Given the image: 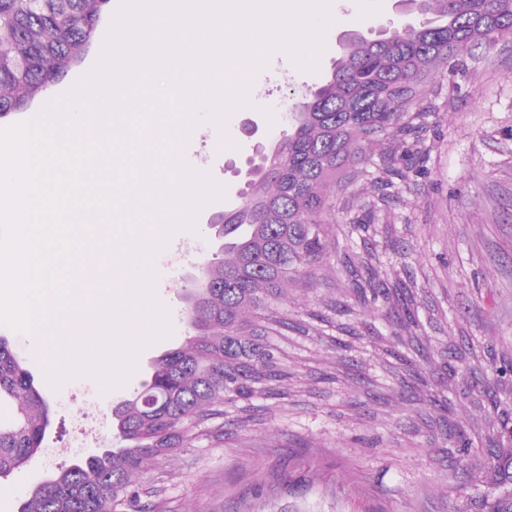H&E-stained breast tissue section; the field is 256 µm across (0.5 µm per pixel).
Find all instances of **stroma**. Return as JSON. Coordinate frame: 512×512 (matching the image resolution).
<instances>
[{
	"label": "stroma",
	"mask_w": 512,
	"mask_h": 512,
	"mask_svg": "<svg viewBox=\"0 0 512 512\" xmlns=\"http://www.w3.org/2000/svg\"><path fill=\"white\" fill-rule=\"evenodd\" d=\"M121 0H112L94 41L80 64L24 109L21 121L41 112L48 98L89 90L83 75L93 69L112 29ZM331 16L316 71L301 70L290 56L271 55L253 67L243 93L247 106L216 123L209 99L224 96L211 77H197L185 101L193 121L179 139L180 172H194L223 186L224 199L196 211L192 227L171 217L149 250L154 276L151 306L134 309L129 332L143 336L149 312L166 314L171 332L133 347L136 369L120 387L104 390L90 372V356L74 357L78 371L54 384L46 368L40 339L0 324L25 367L32 372L52 407L51 422L37 455L24 468L0 478V512H15L19 501L10 489H24L60 468L102 450L113 438V402L136 392L154 359L181 346L189 329L184 300L201 276L199 260L214 256L220 242L210 227L245 186L248 162L274 150L286 132L285 114L293 103L331 73L342 34L406 21L396 0H327ZM420 102L427 112L425 136L432 151L417 173L413 189L396 188L395 200L377 221L395 225L407 250L397 254L380 247V274L391 278L414 271L427 282L428 298L442 303L448 316L439 342L465 335L496 353L512 351V43L464 56L454 74L436 75ZM328 260L316 264V278L306 290L288 295L292 316L320 309L336 281ZM289 352L299 358L291 387L306 390L300 409L282 415L276 403L263 413V425L238 428L232 407L213 420L141 480L143 503L160 512H452L454 492L429 479L425 457L410 452L415 412L411 402L389 398L393 378L364 374L359 363L372 348L353 339L358 363L332 384L320 373L336 369V353L314 336L289 335ZM97 403L102 437L73 449L71 425L86 407Z\"/></svg>",
	"instance_id": "35a3bbf8"
}]
</instances>
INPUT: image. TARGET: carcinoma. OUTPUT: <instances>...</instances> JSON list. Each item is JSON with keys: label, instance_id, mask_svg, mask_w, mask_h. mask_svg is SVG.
Wrapping results in <instances>:
<instances>
[{"label": "carcinoma", "instance_id": "obj_1", "mask_svg": "<svg viewBox=\"0 0 512 512\" xmlns=\"http://www.w3.org/2000/svg\"><path fill=\"white\" fill-rule=\"evenodd\" d=\"M418 21L381 29L373 38L352 33L330 77L292 106L282 145L264 158L251 191L211 228L224 239L221 257L204 260L199 287L186 294L190 330L184 345L155 360L142 390L112 407L120 447L92 453L37 483L17 512H145L137 477L185 442L187 434L224 415L228 405L245 430L263 422L273 400L282 411L296 404L288 392L294 364L274 337L294 331L323 336V326L382 347L378 367L402 372L426 386L425 366L438 363L468 396L481 385V419L454 421L440 444L415 443L446 486L458 474L482 473L466 504L478 512H512V358L485 355L469 340L431 345L424 335L422 295L416 282L380 276L374 247L336 250L340 288L326 312L288 316V284L313 276L324 254L336 184L353 183L358 165L377 146L375 196L350 224L377 233V212L394 201L413 163L425 160L426 113L416 106L434 69H454L476 48L512 39V0H408ZM111 0H0V117L24 110L88 52ZM384 310L385 333L373 323L349 329L341 318L354 307ZM337 366L353 360L352 347L331 335ZM0 478L25 466L40 448L51 407L8 338L0 336ZM427 428L448 426L456 415L447 396L419 398Z\"/></svg>", "mask_w": 512, "mask_h": 512}]
</instances>
